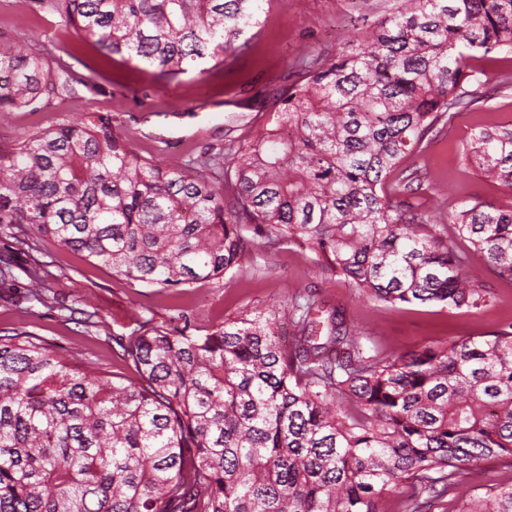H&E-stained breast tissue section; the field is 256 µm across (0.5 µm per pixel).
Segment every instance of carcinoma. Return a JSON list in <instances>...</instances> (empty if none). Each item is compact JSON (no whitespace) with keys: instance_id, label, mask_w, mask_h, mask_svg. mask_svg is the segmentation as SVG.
Instances as JSON below:
<instances>
[{"instance_id":"cac0c4a2","label":"carcinoma","mask_w":512,"mask_h":512,"mask_svg":"<svg viewBox=\"0 0 512 512\" xmlns=\"http://www.w3.org/2000/svg\"><path fill=\"white\" fill-rule=\"evenodd\" d=\"M270 0H33L110 54L176 78L237 49ZM512 55V0H394L391 12L315 59L286 87L275 124L229 146L245 156L233 198L204 160L130 151L111 118L61 124L0 147V232L49 238L128 281L220 280L268 243L304 239L361 296L479 310L491 291L448 243V224L411 201L401 168L479 88L466 67ZM72 91L69 67L0 38V112ZM464 167L512 188V124L459 147ZM512 279V209L479 200L451 220ZM26 301L44 302L41 264ZM296 295L278 312L227 319L203 336L142 325L115 342L139 376L114 380L39 336L0 334V512H512V484L456 488L476 465L512 464V331L384 355ZM288 320L293 342L281 343Z\"/></svg>"}]
</instances>
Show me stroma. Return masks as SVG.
<instances>
[{
    "label": "stroma",
    "mask_w": 512,
    "mask_h": 512,
    "mask_svg": "<svg viewBox=\"0 0 512 512\" xmlns=\"http://www.w3.org/2000/svg\"><path fill=\"white\" fill-rule=\"evenodd\" d=\"M392 0H270L258 28L248 31L243 45L221 65L205 61L204 72L191 71L168 79L157 70L109 54L83 32L57 16H35L29 0H0V36L22 44H50L67 62L78 82L75 95L49 108L0 112V145H11L71 120L86 122L111 116L112 127L138 155L186 162L209 149L225 148L262 129L279 107L282 88L300 79L302 63L319 54L331 59L340 51L350 27L367 29L383 17ZM512 74V61L484 66L481 84L486 96L471 111L457 116L450 129L433 137L428 150L409 157L425 186L417 199L438 213L480 200L497 208L512 207V189L485 181L464 168L457 147L476 127L499 123L512 113V87L502 84ZM93 77L96 93L83 85ZM226 153V151H225ZM239 156L227 154L223 165L209 170L219 179L235 169ZM256 246L251 261L233 277L187 288L160 290L117 277L111 268L85 255L36 241L35 255L15 254L18 265L38 259L48 271L50 294L60 303L93 312L96 326L39 303L16 304V287L26 285L18 274L15 288H0V330H25L43 338L62 355L74 354L99 371L135 379L121 358L116 337L144 323L163 324L203 335L225 319L245 311L279 310L291 296L311 293L323 313H336L348 325L375 336L389 353L417 350L449 339L484 336L512 321V281L500 278L471 243L453 237L456 254L466 267L478 270L493 293L480 313L448 310L437 305L390 307L358 296L343 279L321 265L305 241L264 244L251 230Z\"/></svg>",
    "instance_id": "35a3bbf8"
}]
</instances>
